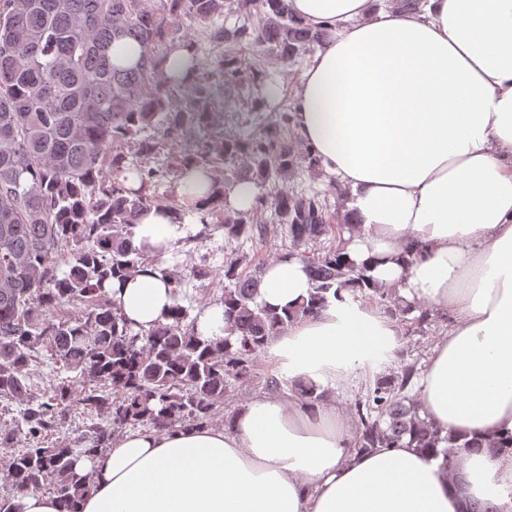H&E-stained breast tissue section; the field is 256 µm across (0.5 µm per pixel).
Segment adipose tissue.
Returning a JSON list of instances; mask_svg holds the SVG:
<instances>
[{
    "label": "adipose tissue",
    "mask_w": 512,
    "mask_h": 512,
    "mask_svg": "<svg viewBox=\"0 0 512 512\" xmlns=\"http://www.w3.org/2000/svg\"><path fill=\"white\" fill-rule=\"evenodd\" d=\"M374 0H289L333 30L293 102L303 142L351 195L361 225L346 255L408 304L447 315L420 383L445 433L512 434V0H428L426 12ZM152 208L134 243L159 257L188 233ZM311 290L298 260L265 266L258 300L284 309ZM109 291L134 328L175 305L147 268ZM404 331L349 293L265 346L289 384L337 387L387 362ZM333 403L257 395L222 424L114 437L75 471L91 476L78 512H464L494 497L512 512V454L464 451L452 469L417 448L348 446Z\"/></svg>",
    "instance_id": "ef3b65f1"
}]
</instances>
